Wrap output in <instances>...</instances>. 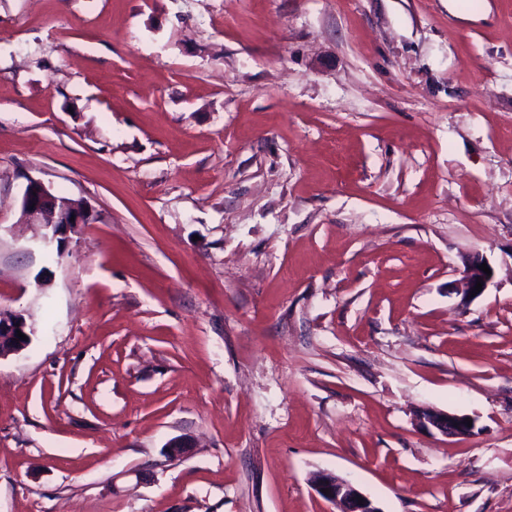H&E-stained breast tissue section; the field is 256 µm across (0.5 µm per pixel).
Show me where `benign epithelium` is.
Here are the masks:
<instances>
[{"mask_svg": "<svg viewBox=\"0 0 512 512\" xmlns=\"http://www.w3.org/2000/svg\"><path fill=\"white\" fill-rule=\"evenodd\" d=\"M20 218L26 224H39L45 232L42 245L49 249L53 244H62L70 231L81 224H92L95 215L90 207L78 204L67 197L57 195L41 180L26 177V185L20 203ZM486 262L480 254L470 256L466 262L461 288V306L473 301L471 293L476 281H481L482 289H487L492 276L479 266ZM27 339L21 340L17 333ZM35 328L28 324L23 314L16 311H0V359L21 354L28 346ZM468 414L450 413L434 408H424L417 414V424L423 430L443 437L465 439L475 433L476 425H467ZM313 486L323 499L331 503L336 512H381L374 502L354 483L333 472L321 471L314 475ZM329 493H323V490ZM363 504H358V499Z\"/></svg>", "mask_w": 512, "mask_h": 512, "instance_id": "1", "label": "benign epithelium"}]
</instances>
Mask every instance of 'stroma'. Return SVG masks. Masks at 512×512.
Segmentation results:
<instances>
[{"instance_id":"35a3bbf8","label":"stroma","mask_w":512,"mask_h":512,"mask_svg":"<svg viewBox=\"0 0 512 512\" xmlns=\"http://www.w3.org/2000/svg\"><path fill=\"white\" fill-rule=\"evenodd\" d=\"M0 310V512H512V0H0ZM33 192H36V196H33ZM20 210L21 221L25 224H39L45 229L41 236L45 249H50L54 242L61 247L73 228L81 224H92L95 220L90 207L56 195L41 180L32 176L26 179ZM71 217H74V222H70ZM482 263H486L488 268L491 270L486 259L480 254L470 256L466 262L463 275V288H461L460 291L461 306H467L471 301L481 296L486 291L492 280V270L491 275H487L479 269V266H481ZM477 277H481L482 283V289L479 293H475V290H473V287L476 286ZM471 293H475V296L471 297ZM19 323V326H16ZM20 330L26 340L17 337ZM35 328L29 325L23 314L16 311H0V359L21 354L29 345L32 336H35ZM467 419L472 420L471 427H467ZM416 420L423 430L446 438L465 439L472 436L476 429V419L470 415L450 413L429 407L423 408L417 414ZM312 483L318 495L331 503L336 512H380L374 502L354 483L333 472L316 473ZM322 489H329V493L324 494ZM358 498L363 499V505L358 504Z\"/></svg>"}]
</instances>
